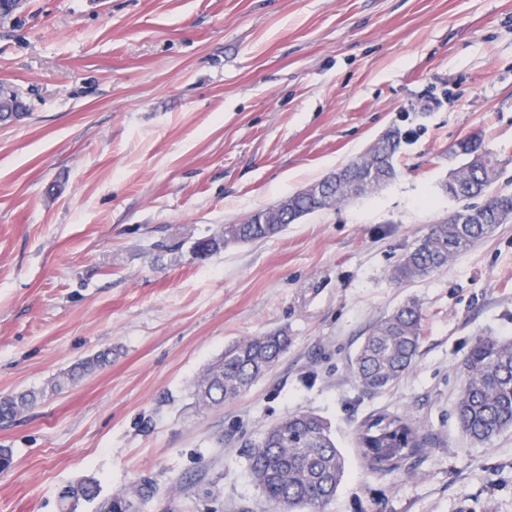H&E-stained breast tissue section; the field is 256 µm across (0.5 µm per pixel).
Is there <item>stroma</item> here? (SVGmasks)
Returning a JSON list of instances; mask_svg holds the SVG:
<instances>
[{"label": "stroma", "instance_id": "35a3bbf8", "mask_svg": "<svg viewBox=\"0 0 512 512\" xmlns=\"http://www.w3.org/2000/svg\"><path fill=\"white\" fill-rule=\"evenodd\" d=\"M0 512H270L249 452L309 411L346 461L323 512H512V430L461 432V363L512 339V222L409 284L391 274L457 206L441 185L480 139L512 192V0H24L0 16ZM403 139L378 193L266 240L198 241L323 178L389 129ZM423 310L415 368L367 393L351 361L407 298ZM276 330V367L197 408L190 386L225 349ZM110 362L58 392L97 352ZM398 412L429 445L373 473L355 440ZM94 480L98 497L63 492ZM150 489L140 497V489ZM110 354L111 351H101L76 363L63 375L61 379L55 380L51 383V391H60L68 384L73 383L86 374L93 372L98 367L108 362ZM38 396L34 392H22L18 395L0 400V419L15 417L19 412L28 408L37 400Z\"/></svg>", "mask_w": 512, "mask_h": 512}]
</instances>
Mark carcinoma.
<instances>
[{
  "label": "carcinoma",
  "mask_w": 512,
  "mask_h": 512,
  "mask_svg": "<svg viewBox=\"0 0 512 512\" xmlns=\"http://www.w3.org/2000/svg\"><path fill=\"white\" fill-rule=\"evenodd\" d=\"M401 133L390 130L377 144L382 153L366 151L343 166L345 178L331 184L323 178L317 185L322 194L287 197L293 214H312L348 199L371 195L390 183L372 176V169L384 161L395 170V155ZM458 148L463 155L483 154V162L470 160L452 170L442 189L453 199L481 198L480 224H434L416 246L407 251L392 271L397 283L428 277L448 264L457 253L493 235L500 218L512 214L511 193H491L500 161L468 137ZM293 218L278 224L224 225V244L257 242L280 233ZM422 308L409 300L378 320L365 336L353 361L358 382L368 391L382 392L413 369L421 346ZM289 345L284 331L252 336L224 350L193 384L192 395L199 406L234 400L267 375L280 361ZM111 351H101L72 366L62 378L51 383V391L93 372L108 362ZM463 384L458 396L457 418L462 432L475 443H483L512 429V340L489 334L475 338L463 360ZM37 400L33 392L0 400V419L15 417ZM357 447L372 470L396 473L428 447V438L408 415L383 412L366 418L356 430ZM249 470L252 480L274 512H323L335 497L344 474L345 458L331 435L328 424L312 412L290 414L265 433L253 448ZM97 485L81 481L69 486L65 498L75 502L97 497Z\"/></svg>",
  "instance_id": "carcinoma-1"
}]
</instances>
